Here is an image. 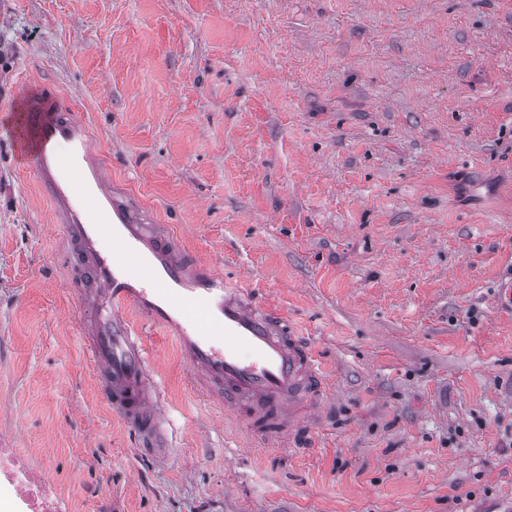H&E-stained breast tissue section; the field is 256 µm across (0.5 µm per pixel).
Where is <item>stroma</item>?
<instances>
[{
    "mask_svg": "<svg viewBox=\"0 0 512 512\" xmlns=\"http://www.w3.org/2000/svg\"><path fill=\"white\" fill-rule=\"evenodd\" d=\"M80 111L113 186L310 337L295 451L194 396L105 404L10 112ZM0 448L55 512H512V0H0Z\"/></svg>",
    "mask_w": 512,
    "mask_h": 512,
    "instance_id": "1",
    "label": "stroma"
}]
</instances>
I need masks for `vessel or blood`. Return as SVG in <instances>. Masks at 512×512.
<instances>
[{
	"label": "vessel or blood",
	"instance_id": "1",
	"mask_svg": "<svg viewBox=\"0 0 512 512\" xmlns=\"http://www.w3.org/2000/svg\"><path fill=\"white\" fill-rule=\"evenodd\" d=\"M16 107L14 150L36 169L62 224L66 259L84 269L81 339L113 413L146 441L164 435V404L142 338L148 327L175 343L191 390L224 404L254 436L265 438L273 426L291 435L306 428L326 379L287 316L189 257L160 225L143 223L108 185L86 123L56 91L28 85Z\"/></svg>",
	"mask_w": 512,
	"mask_h": 512
}]
</instances>
